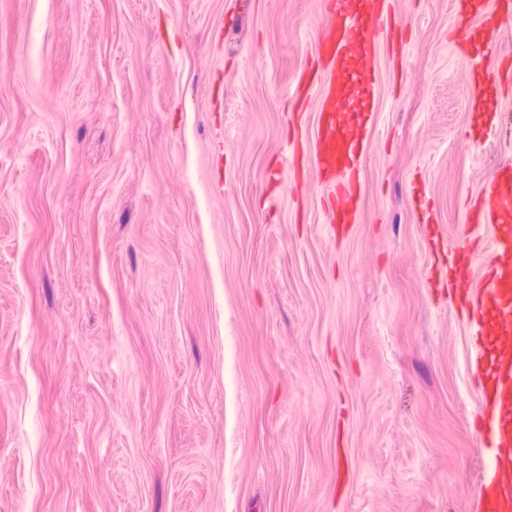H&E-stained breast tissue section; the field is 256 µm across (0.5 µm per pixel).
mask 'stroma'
Returning a JSON list of instances; mask_svg holds the SVG:
<instances>
[{"mask_svg":"<svg viewBox=\"0 0 512 512\" xmlns=\"http://www.w3.org/2000/svg\"><path fill=\"white\" fill-rule=\"evenodd\" d=\"M324 0H0V512H477L461 292L512 166L455 0H390L334 232L292 119Z\"/></svg>","mask_w":512,"mask_h":512,"instance_id":"1","label":"stroma"}]
</instances>
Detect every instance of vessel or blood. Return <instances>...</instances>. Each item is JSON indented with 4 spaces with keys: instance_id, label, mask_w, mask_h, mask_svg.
Here are the masks:
<instances>
[{
    "instance_id": "vessel-or-blood-1",
    "label": "vessel or blood",
    "mask_w": 512,
    "mask_h": 512,
    "mask_svg": "<svg viewBox=\"0 0 512 512\" xmlns=\"http://www.w3.org/2000/svg\"><path fill=\"white\" fill-rule=\"evenodd\" d=\"M331 22L318 41L317 60L297 81L294 106L303 109L310 94L319 97V123L313 162L332 201L331 221L351 224L357 217L358 161L364 131L346 125L341 114L348 100L366 102L371 83L374 46L392 33L396 21L386 0H326ZM512 24V0H499L477 28H455L456 47L467 52L472 39L498 47ZM512 81V60L478 70L472 96L488 94ZM467 223L486 224L493 231L491 256L479 281H471L469 264L450 254L456 287L470 293L472 320L480 334L474 367L482 378L486 408L476 430L487 443L480 492V512H512V167L485 182L467 212Z\"/></svg>"
}]
</instances>
